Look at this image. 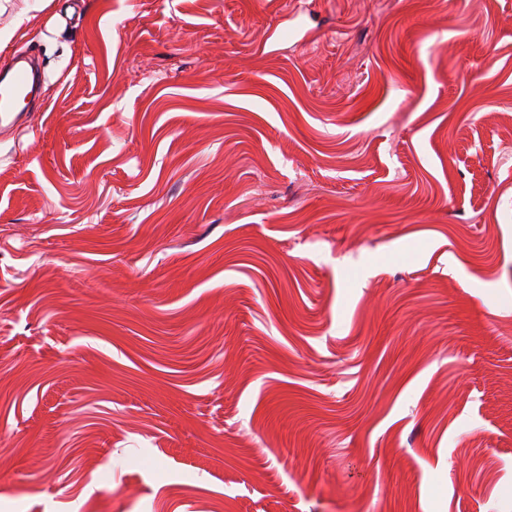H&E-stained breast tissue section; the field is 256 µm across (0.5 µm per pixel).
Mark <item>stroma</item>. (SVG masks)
Returning a JSON list of instances; mask_svg holds the SVG:
<instances>
[{
    "mask_svg": "<svg viewBox=\"0 0 512 512\" xmlns=\"http://www.w3.org/2000/svg\"><path fill=\"white\" fill-rule=\"evenodd\" d=\"M0 512H512V0H0ZM39 81L33 66H19L8 75L0 78V126L13 128L21 125L23 112H17L22 96L33 93Z\"/></svg>",
    "mask_w": 512,
    "mask_h": 512,
    "instance_id": "stroma-1",
    "label": "stroma"
}]
</instances>
